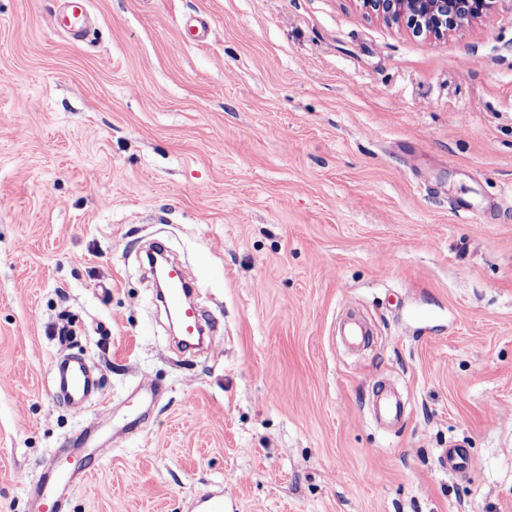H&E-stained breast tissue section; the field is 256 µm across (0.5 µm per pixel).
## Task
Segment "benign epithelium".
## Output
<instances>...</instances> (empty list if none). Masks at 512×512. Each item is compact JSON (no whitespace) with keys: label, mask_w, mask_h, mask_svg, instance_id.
Returning a JSON list of instances; mask_svg holds the SVG:
<instances>
[{"label":"benign epithelium","mask_w":512,"mask_h":512,"mask_svg":"<svg viewBox=\"0 0 512 512\" xmlns=\"http://www.w3.org/2000/svg\"><path fill=\"white\" fill-rule=\"evenodd\" d=\"M361 8L418 34L443 39L462 25L481 19L505 0H360Z\"/></svg>","instance_id":"benign-epithelium-1"}]
</instances>
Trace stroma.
<instances>
[{"instance_id": "obj_1", "label": "stroma", "mask_w": 512, "mask_h": 512, "mask_svg": "<svg viewBox=\"0 0 512 512\" xmlns=\"http://www.w3.org/2000/svg\"><path fill=\"white\" fill-rule=\"evenodd\" d=\"M59 4L0 0V512L92 420L65 512H512V9L438 41L357 0H91L76 40ZM156 239L211 350L175 349ZM66 355L102 406L56 399Z\"/></svg>"}]
</instances>
